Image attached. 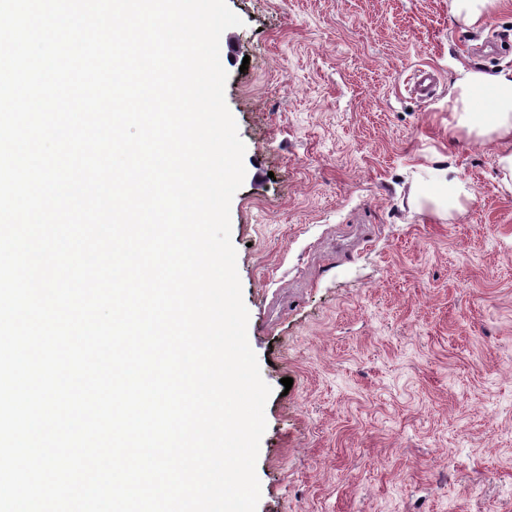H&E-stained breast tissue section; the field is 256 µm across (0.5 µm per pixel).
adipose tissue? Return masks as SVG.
I'll return each instance as SVG.
<instances>
[{
	"mask_svg": "<svg viewBox=\"0 0 512 512\" xmlns=\"http://www.w3.org/2000/svg\"><path fill=\"white\" fill-rule=\"evenodd\" d=\"M455 86L461 112L456 124L448 128L449 141H456L466 134L498 142L504 149L499 164L504 172L512 173V70L490 75L465 69ZM478 88L489 92V98L484 104L488 117L484 122L476 124L471 114L475 110L473 92Z\"/></svg>",
	"mask_w": 512,
	"mask_h": 512,
	"instance_id": "ef3b65f1",
	"label": "adipose tissue"
}]
</instances>
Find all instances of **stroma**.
<instances>
[{
  "label": "stroma",
  "instance_id": "35a3bbf8",
  "mask_svg": "<svg viewBox=\"0 0 512 512\" xmlns=\"http://www.w3.org/2000/svg\"><path fill=\"white\" fill-rule=\"evenodd\" d=\"M449 3L227 0L256 512H512V190L497 145L448 142L458 63L512 69L478 50L512 0L477 30Z\"/></svg>",
  "mask_w": 512,
  "mask_h": 512
}]
</instances>
